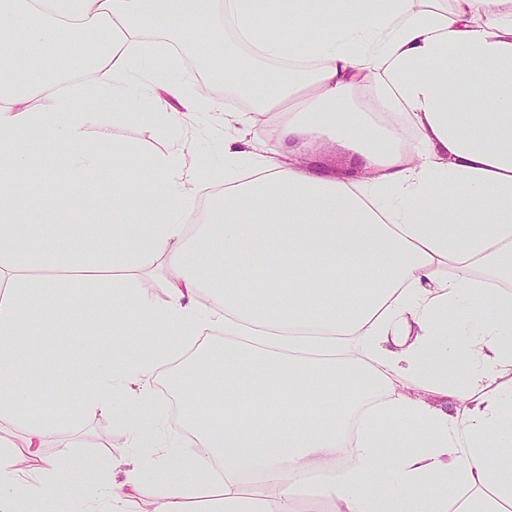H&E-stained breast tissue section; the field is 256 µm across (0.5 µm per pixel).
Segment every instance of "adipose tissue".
<instances>
[{
	"label": "adipose tissue",
	"mask_w": 512,
	"mask_h": 512,
	"mask_svg": "<svg viewBox=\"0 0 512 512\" xmlns=\"http://www.w3.org/2000/svg\"><path fill=\"white\" fill-rule=\"evenodd\" d=\"M228 23L255 64L225 46ZM152 26L215 42L250 107L148 69ZM18 30L27 48L71 37L85 66L76 77L53 57L35 74L24 52L0 50V256L25 242L24 264L0 259V422L22 430L0 433V512H62V484L85 492V512H142L146 491L153 512H295L311 482L332 512H512V0H0V36ZM99 98L111 121L86 111ZM132 102L164 149L123 135ZM199 112L224 127V189L190 224L212 182L184 139ZM269 122L274 140L259 139ZM46 131L85 207L112 200L96 249L71 251L79 224L52 246L32 207L21 177ZM318 142L349 151L354 170L297 169ZM109 158L111 184L86 191ZM51 254L94 271L79 288L94 311L70 305L72 284L25 275ZM160 266L162 301L142 282ZM205 290L213 307L197 302ZM71 321L99 337L89 353L72 344L86 355L82 412L129 428L119 492L98 463L46 452L65 425L33 400L64 374L40 338ZM213 329L226 342L184 366L191 436L171 443L149 379ZM149 333L166 346L130 355L129 337Z\"/></svg>",
	"instance_id": "obj_1"
}]
</instances>
